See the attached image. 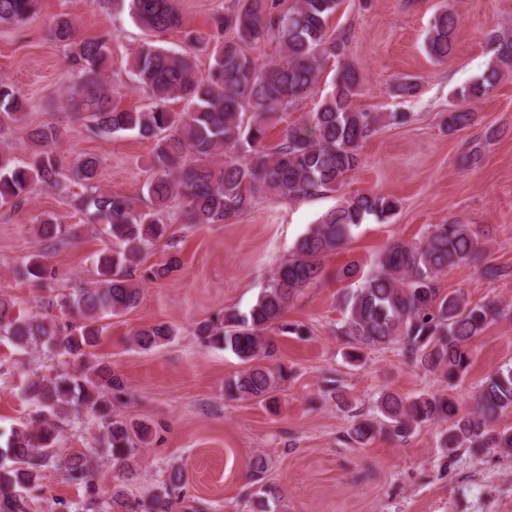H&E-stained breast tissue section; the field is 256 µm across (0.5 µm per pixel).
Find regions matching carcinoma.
Segmentation results:
<instances>
[{"label": "carcinoma", "mask_w": 512, "mask_h": 512, "mask_svg": "<svg viewBox=\"0 0 512 512\" xmlns=\"http://www.w3.org/2000/svg\"><path fill=\"white\" fill-rule=\"evenodd\" d=\"M38 0H0V22L22 23L35 13ZM135 23L147 32L134 55L130 73L153 100L147 111L126 110L112 96L106 74L110 41L103 35L79 38L74 21L57 17L50 37L69 49L78 80L69 87L67 105L88 129L109 137L133 132L154 142L152 178L145 184L151 207L141 209L135 200L114 195L96 185L99 161L79 156L63 173L57 153L61 139L52 122L28 131L37 145L30 161L18 164L0 156V206L20 208L38 181L57 195L69 184L84 186L78 206L92 215L111 238V246L90 256L95 279L76 288L58 302L77 316L61 324L45 315L29 314L17 302L0 297V336L19 349H35L48 358L73 357L84 362L80 372L35 376L26 396L38 407L37 418L0 432V512H30L28 493L39 486L49 469H62L72 481L86 484L89 503L99 512H175L187 483L183 468L172 467L167 478L143 499H131L119 488L103 498L91 473L98 461L110 458L131 473L139 448L147 443L151 428L132 423L112 411L108 393L120 394L123 380L100 362L95 347L107 332L103 320L119 317L139 303L140 278L155 279L170 272L163 265L140 270L168 230V203L181 198L185 224H216L243 214L264 196L293 199L332 193L360 164L363 141L384 120L401 124L405 112H361L353 98L361 91L360 76L345 64L336 73L331 95L301 125L288 129L273 147L263 145L272 123L291 105L309 96L322 66L343 58L349 35L329 34V19L346 0H245L232 14L213 20L216 34L208 37L186 33L178 50L159 45V37L180 28L176 0H126ZM459 24L456 13L444 8L431 24L427 52L437 60L452 53ZM232 37L224 38L225 31ZM493 60L483 74L456 92L458 104L445 121L450 131L474 124L470 103L485 96L512 71V35L492 34ZM273 43L278 59L264 64L246 48ZM212 47L206 81L195 79V52ZM420 84L405 79L394 86L398 98H415ZM173 100L187 108L174 112ZM25 106L13 87L0 79V133L20 122ZM501 135L485 132L475 141L465 162L479 161L484 147ZM396 203L375 193L357 194L324 214L295 242L292 251L273 272L253 306L246 312L233 309L198 324L197 335L216 349L231 351L246 368L225 383L224 391L238 399H272L288 382L292 370L278 362L275 336L304 335L300 324L285 320V313L303 291L323 278L325 261L350 240L353 229L372 215L386 219ZM38 248L17 269L32 285L56 278L46 264L47 253L75 235L74 227L38 216L34 224ZM468 224L432 226L418 243L396 242L379 253L369 269L343 266L338 278L354 279L345 295V317L338 334L349 351L346 362L362 361L364 351L395 346L405 362L448 385L462 378L470 364L471 342L492 324L512 313V305L495 301L470 302L460 290L442 288L439 275L448 269L480 266L484 277L497 281L512 277V268L485 260L483 237ZM175 331L154 324L134 331L130 342L149 350L170 342ZM89 410L100 419L102 453L61 454L62 420ZM512 409V364L488 375L480 385L475 405L462 410L446 393L402 397L394 392L378 395L370 414L356 413L347 438L366 445L374 435L405 441L427 422L446 424L441 447L452 456L460 449L494 448L512 456V428L495 422ZM267 463L257 458L251 478L258 492L275 497L265 483Z\"/></svg>", "instance_id": "obj_1"}]
</instances>
